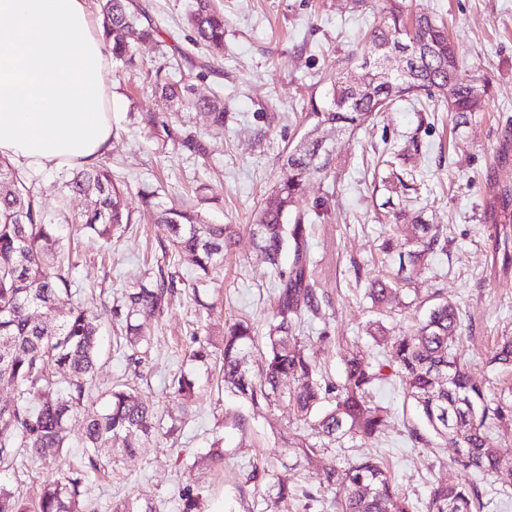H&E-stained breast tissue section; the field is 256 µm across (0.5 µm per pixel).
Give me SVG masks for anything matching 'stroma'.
<instances>
[{
	"instance_id": "1",
	"label": "stroma",
	"mask_w": 512,
	"mask_h": 512,
	"mask_svg": "<svg viewBox=\"0 0 512 512\" xmlns=\"http://www.w3.org/2000/svg\"><path fill=\"white\" fill-rule=\"evenodd\" d=\"M154 26L153 39L135 48L136 64L109 65L112 88V148L100 160L123 184L132 222L105 243L61 223L57 233L69 259L72 278L83 296L103 315L102 348L89 405L102 410L112 385L133 389L157 408L162 425L142 440L134 456L107 471L89 474L84 512H111L113 503L149 498L156 512H179L180 495L190 489L197 512H335L322 487L321 463L289 456L288 446L307 430L286 406H252L222 381L220 358L224 329L243 319L265 332L272 318L278 278L255 240L245 231L252 215L275 186L281 158L303 135L304 116L322 104L338 59L355 49L362 30L372 25L379 0H213L224 14V48L195 46L186 22L189 0H134ZM413 8L448 19L461 70L487 82L481 109L458 123L437 100L410 97L354 133L323 129L335 149L329 177L306 185L302 207L325 200L311 216V279L325 303L301 334L309 357L331 381H340L349 354L384 360L386 350L371 338L378 315L365 296L381 270L397 272L398 253H383V219L399 216L401 238L414 234L411 221L422 215L438 226L448 243L429 257L427 267L402 288L400 306L385 320L405 330L422 320L441 299L455 302L465 335L457 354L503 416L491 431L494 448L512 458V371L493 368L489 358L502 337L512 336V270L492 247L493 224L487 208L503 188H512V0H413ZM174 77L192 74L199 97L224 98L223 130L206 113L176 110L156 93L158 67ZM172 116L173 138H151L146 113ZM194 137L199 152L185 148ZM399 151L400 164L420 170L426 188L420 202L410 200L388 170L376 168L379 156ZM27 189L48 218L60 211L80 213L79 197H63L61 169H23ZM152 193L151 204L141 197ZM199 211L212 224H238L237 244L224 257L213 280L199 284L198 271L180 258L166 225L157 223L159 206ZM165 271L176 286L169 307L148 321L150 337L130 351L110 309L129 288ZM209 340L208 362L192 360L198 341ZM186 376L195 397L185 403L171 381ZM373 402L389 407L393 419L378 440L329 446L325 458L379 456L399 493L425 499L432 485L454 480L476 485L482 512H512V476L483 482L458 464V453L440 440L424 444L410 438L420 427L397 379L378 382ZM221 442L223 458L212 454ZM258 479H251V471ZM279 484L312 491L316 502H277Z\"/></svg>"
}]
</instances>
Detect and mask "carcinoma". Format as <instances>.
Here are the masks:
<instances>
[{
  "label": "carcinoma",
  "instance_id": "1",
  "mask_svg": "<svg viewBox=\"0 0 512 512\" xmlns=\"http://www.w3.org/2000/svg\"><path fill=\"white\" fill-rule=\"evenodd\" d=\"M98 13L112 61L135 65V44L153 38L155 29L141 21L131 0H98ZM187 20L195 43L214 50L224 47V14L211 0H190ZM402 43L410 47L406 75L387 84L376 80L377 59ZM354 64L361 74L356 93L351 94L343 74ZM154 85L162 96L207 113L215 129H224L222 97L194 98L191 85L170 80L162 67L155 71ZM482 88L481 77L461 73L443 20L411 12L406 0H389L381 20L362 34L357 49L336 67L325 105L312 108L305 118L315 121L316 129L330 125L352 131L419 94L445 99L448 111L464 117L480 111ZM145 122L155 139H171L167 121L148 114ZM332 161L333 153L319 140L304 137L283 158L272 197L246 225L268 263L278 269L279 285L264 341H258L246 320H236L224 330V384L254 406L288 403L302 420L311 421L314 434L332 443L345 438L376 440L384 433L390 410L370 405L368 395L376 382L397 377L429 430L467 456L464 467L474 468L484 480L511 473L512 459L501 456L490 439L501 408L491 405L455 353L463 324L459 308L449 301L436 304L416 328L399 336L381 321L372 322L370 336L389 343L387 362L373 367L352 356L338 383L326 380L305 353L299 341L301 323L320 310L309 271L308 221L310 212H318L323 203H315L311 211L295 204L305 182L328 174ZM63 187L66 195L86 200L85 211L72 217V223L87 234L108 241L130 223L111 170L83 169L64 179ZM498 201L490 208L489 219L496 224L494 252H503L507 262L512 191L502 190ZM157 223L168 226L175 250L189 257L202 273V283L223 264L240 230L237 224H208L200 213L173 206L159 210ZM415 223L419 235L406 254L417 267L448 240L421 217H415ZM286 251L292 253L287 273L279 270ZM398 287V279L383 274L371 280L366 295L373 306L382 308L392 303ZM167 306L168 287L162 279L127 291L112 313L122 318L126 339L136 346L146 337L141 319L160 316ZM101 320L102 314L73 298L56 225L30 196L23 177L0 157V384L16 391L12 400L0 403V467L16 468L19 449L24 448L48 470L35 500L0 485V512H81L84 471L54 467L66 447L69 421L78 413H83L82 448L96 471L112 466L118 456L133 455L141 439L160 429L154 407L129 390H109L101 412L85 408L87 385L99 359ZM254 350L261 363L255 377L246 367ZM489 364L512 368L511 336L498 343ZM385 368L392 373H384ZM288 452L312 463L319 448L305 439ZM325 476L326 489L335 495L336 512H479L474 490L453 481L431 487L424 501L396 493L389 471L376 457L350 460L342 468L332 462L325 467ZM112 512L154 509L149 499L139 498L115 504Z\"/></svg>",
  "mask_w": 512,
  "mask_h": 512
}]
</instances>
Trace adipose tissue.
Here are the masks:
<instances>
[{
    "instance_id": "1",
    "label": "adipose tissue",
    "mask_w": 512,
    "mask_h": 512,
    "mask_svg": "<svg viewBox=\"0 0 512 512\" xmlns=\"http://www.w3.org/2000/svg\"><path fill=\"white\" fill-rule=\"evenodd\" d=\"M106 61L84 0H0V156L94 165L112 144Z\"/></svg>"
}]
</instances>
